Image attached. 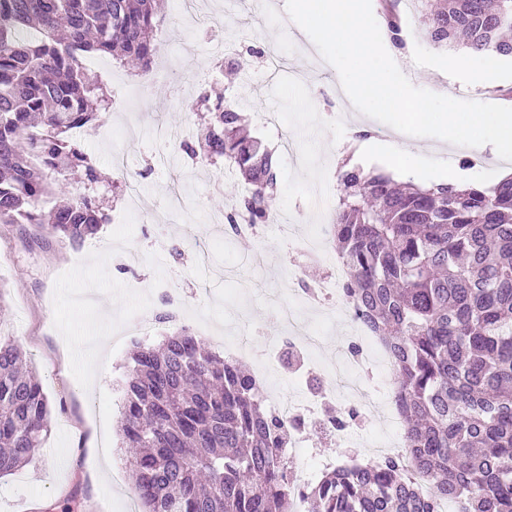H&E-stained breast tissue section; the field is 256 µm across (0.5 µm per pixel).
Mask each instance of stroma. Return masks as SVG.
Returning <instances> with one entry per match:
<instances>
[{
    "label": "stroma",
    "mask_w": 512,
    "mask_h": 512,
    "mask_svg": "<svg viewBox=\"0 0 512 512\" xmlns=\"http://www.w3.org/2000/svg\"><path fill=\"white\" fill-rule=\"evenodd\" d=\"M395 9L403 34L411 38L413 62L418 69L416 87L459 100L485 103L512 102V63L501 84L475 95L466 76L443 78L435 70L439 61L459 53L456 44L435 46L424 36V24L407 0ZM286 0H231L217 5L207 26L189 24L177 3L166 0L163 26L173 47L175 68L182 79L217 93L238 94L251 132L275 150L281 173L272 208L288 214L299 229L324 223L338 204L337 194L317 199L321 182L336 183L344 158L367 171H381L373 152L351 148L354 128L372 139L415 146L413 136L358 112L332 65L307 69V57L296 39L282 34L278 20ZM210 37L234 46L236 70L214 64L205 49ZM171 81L143 85L127 111L112 115L113 124L133 119L147 125L190 124L203 128L202 114L188 105H172ZM279 113L294 143L286 148L276 131L263 128L259 115ZM103 181L97 191L108 215L123 204L125 179H137L148 208L164 210L173 183L168 170L154 169L150 159L154 140L125 139L110 145L99 124L88 125L81 138ZM432 162H445L465 182L486 186L498 180L506 163L482 147L455 146L434 140ZM126 162L124 174L112 164L113 152ZM189 215H174L166 222L139 223L130 219L105 224L96 238L82 244L45 240L27 224H0V250L10 256L0 267V283L7 292L0 301V334L14 338L31 358L51 404V433L36 451L37 462L0 477V512H127L136 503L134 483L119 458H112L110 473L96 482L90 467L102 439L119 445L118 421L121 387L128 370L129 352L137 339L115 329L134 310L136 301L124 284L138 280L149 286L151 309L171 311L193 325V313L210 318L215 331L205 340L219 350L222 329L239 321L251 322L268 341L257 354L271 356L269 341H286L279 306L289 304L303 283L314 282L324 267L305 258L298 249L267 236L225 241L224 228L209 223L214 211H228L243 189L238 179L215 180L202 171L187 182ZM205 237L219 241L211 255L196 244ZM234 268L235 282L215 276L213 266ZM162 280L173 281L180 300L170 303L158 291Z\"/></svg>",
    "instance_id": "obj_1"
}]
</instances>
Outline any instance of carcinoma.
<instances>
[{"label":"carcinoma","mask_w":512,"mask_h":512,"mask_svg":"<svg viewBox=\"0 0 512 512\" xmlns=\"http://www.w3.org/2000/svg\"><path fill=\"white\" fill-rule=\"evenodd\" d=\"M161 0H0V223L81 244L107 223L96 167L70 135L111 96L82 57L153 66ZM428 39L512 55V0H419ZM192 162L228 161L248 193L229 228L270 210L279 161L217 100ZM84 191L47 206L66 177ZM331 233L356 318L387 350L404 451L351 460L305 492L307 512H512V178L487 187H399L343 160ZM123 387L119 431L143 512H292L288 428L252 374L187 328L141 347ZM50 404L14 340L0 335V475L35 461ZM433 483L419 494L413 475Z\"/></svg>","instance_id":"1"}]
</instances>
